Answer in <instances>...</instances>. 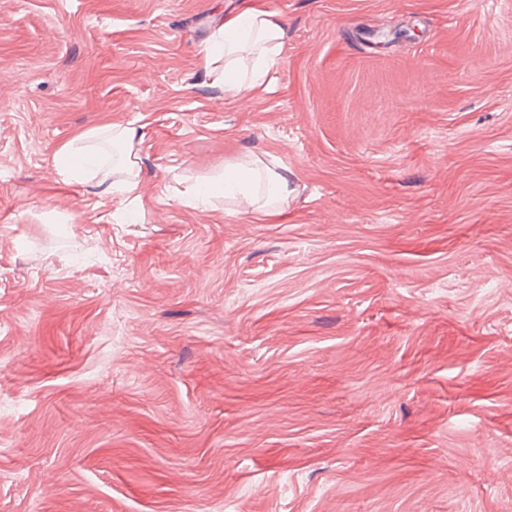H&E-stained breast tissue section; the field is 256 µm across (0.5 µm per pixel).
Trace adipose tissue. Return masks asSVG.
Returning <instances> with one entry per match:
<instances>
[{
	"label": "adipose tissue",
	"mask_w": 512,
	"mask_h": 512,
	"mask_svg": "<svg viewBox=\"0 0 512 512\" xmlns=\"http://www.w3.org/2000/svg\"><path fill=\"white\" fill-rule=\"evenodd\" d=\"M282 26L271 12L254 8L220 24L211 35L206 64L225 92L242 96L266 81L281 50ZM246 163L225 166L215 186H195L193 199L230 198L255 208L259 201L250 182Z\"/></svg>",
	"instance_id": "1"
}]
</instances>
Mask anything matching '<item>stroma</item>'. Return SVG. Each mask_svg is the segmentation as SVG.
Listing matches in <instances>:
<instances>
[{
	"label": "stroma",
	"mask_w": 512,
	"mask_h": 512,
	"mask_svg": "<svg viewBox=\"0 0 512 512\" xmlns=\"http://www.w3.org/2000/svg\"><path fill=\"white\" fill-rule=\"evenodd\" d=\"M0 512H512V0H0ZM281 36V22L273 13L252 8L213 31L206 65L216 80L224 82L228 95L242 96L266 81L281 53ZM249 56L254 59L252 69L243 72L240 64ZM103 130L104 127L98 126L78 134L62 146L59 151L61 158H78L81 166L89 163L99 153L97 142ZM110 137L113 140L120 141L121 144L129 145L130 150L124 161V166L120 170H113L104 166H97L89 171L93 172L95 177L99 178L102 184H106V191H112L124 195L131 193L137 187V181L134 179V169L137 165L138 157L132 152L133 141L136 140L137 131L132 128H119L110 131ZM118 177L112 180V176ZM252 165L248 162H237L224 166V173L219 177V184L217 186L202 185L193 188L192 198L198 200L201 197H206L208 201L214 198H231L238 201L240 204L246 205L257 209H262L266 203L259 204L255 196L250 182V173L252 169L247 167Z\"/></svg>",
	"instance_id": "35a3bbf8"
}]
</instances>
